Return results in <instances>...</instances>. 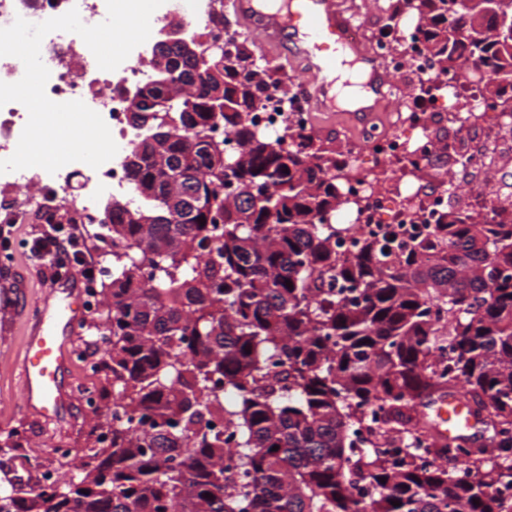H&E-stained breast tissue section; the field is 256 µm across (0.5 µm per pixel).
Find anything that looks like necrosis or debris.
<instances>
[{"mask_svg": "<svg viewBox=\"0 0 512 512\" xmlns=\"http://www.w3.org/2000/svg\"><path fill=\"white\" fill-rule=\"evenodd\" d=\"M73 8L88 26L107 17L106 0H0V28L11 26L19 17L40 23ZM380 8L383 14L394 15L395 21L385 25L375 39L377 55L394 76L412 71L434 76L435 90L431 97L413 104L399 128L390 133L369 132L361 147L351 148V161L341 172V202L328 215V222L363 234L380 233L389 224L412 234L445 217L446 189L420 185L416 179L427 169L426 156L439 147L431 132L436 113L453 112L460 106L481 113L484 128L483 139L467 148L462 166L471 179L470 203L490 222H512V189L498 188L493 199L485 190L489 178L486 148L495 149L512 162V135L502 131L503 116L479 88L440 73L425 51L417 18L393 14L388 0H382ZM221 13L219 0H194L189 10L182 7L180 0H164L151 17V33L156 36L177 27L190 36L204 35L233 54L238 41L226 31ZM149 50V44H141L116 70L104 71L98 68L93 53L79 35L54 31L45 36L41 58L50 72L45 87L47 97L58 103L83 101L104 119L118 152L96 169L72 162L53 174L39 167L0 173V224L19 223L26 210L48 207L69 209L78 223L100 226L103 200L129 191L126 156L144 131L132 123L127 100L152 76L146 64ZM250 118L260 130L283 139L290 131L309 124L301 104L291 100L277 82L270 83ZM363 152L377 160V167L369 169L358 163ZM77 176L82 177L83 184L76 193L72 181Z\"/></svg>", "mask_w": 512, "mask_h": 512, "instance_id": "obj_1", "label": "necrosis or debris"}]
</instances>
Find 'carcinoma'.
<instances>
[{"mask_svg":"<svg viewBox=\"0 0 512 512\" xmlns=\"http://www.w3.org/2000/svg\"><path fill=\"white\" fill-rule=\"evenodd\" d=\"M400 2L441 72L467 83L479 69L512 116V0L485 8L481 28L470 0ZM233 71L217 112L206 60L154 71L156 91L178 83L153 118L168 134L128 166L138 204L112 200L127 263L95 324L126 419L93 408L90 436L110 446L77 481L0 485V512H512V223L469 215L434 225L431 245L388 229L343 251L323 220L341 165L304 129L287 146L253 129L264 84ZM221 126L217 170L190 145ZM467 206L448 179V215ZM459 389L487 421L480 441L419 428L423 399ZM463 450L464 471L448 469Z\"/></svg>","mask_w":512,"mask_h":512,"instance_id":"obj_1","label":"carcinoma"}]
</instances>
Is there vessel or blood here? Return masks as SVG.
I'll use <instances>...</instances> for the list:
<instances>
[{
  "label": "vessel or blood",
  "instance_id": "1",
  "mask_svg": "<svg viewBox=\"0 0 512 512\" xmlns=\"http://www.w3.org/2000/svg\"><path fill=\"white\" fill-rule=\"evenodd\" d=\"M238 22L257 42L278 47L300 65L304 78L299 93L313 112H333L338 107L337 72L355 70L363 104L356 121L387 109L394 81L373 47L351 34V20L337 0H233ZM84 284L78 274L56 281L37 308L21 361L23 407L45 422L61 421L74 402L72 343L87 315ZM434 433L453 438L474 427V417L463 397L442 399L436 409Z\"/></svg>",
  "mask_w": 512,
  "mask_h": 512
}]
</instances>
